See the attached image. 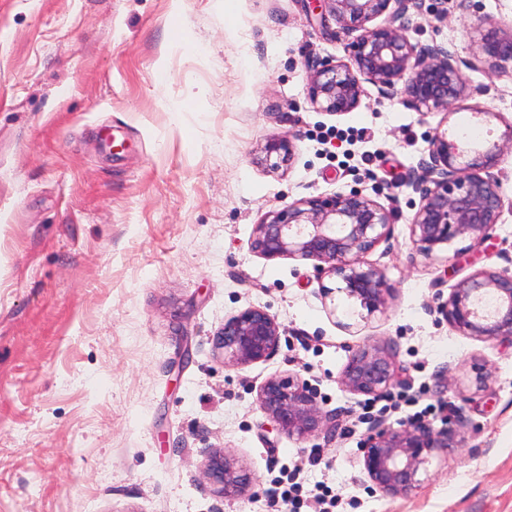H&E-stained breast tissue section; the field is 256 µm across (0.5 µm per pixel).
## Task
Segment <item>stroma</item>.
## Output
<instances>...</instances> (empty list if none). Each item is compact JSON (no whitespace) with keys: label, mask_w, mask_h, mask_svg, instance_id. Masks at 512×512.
<instances>
[{"label":"stroma","mask_w":512,"mask_h":512,"mask_svg":"<svg viewBox=\"0 0 512 512\" xmlns=\"http://www.w3.org/2000/svg\"><path fill=\"white\" fill-rule=\"evenodd\" d=\"M425 5L411 39L464 59L478 19L512 27V0ZM349 41L313 0H0V512H282L268 488L294 466L339 495L336 512H512V343L461 336L438 311L475 269L512 264V212L487 255L428 259L410 247L405 183L440 123L465 147L500 138L512 75L466 71L474 92L448 119L372 86L353 111H320L304 60L345 59ZM282 138L294 154L274 169ZM354 186L395 220L367 256L393 287L387 310L353 326L312 263L265 260L250 238L294 201ZM252 306L282 325L280 347L225 366L214 337ZM373 341L394 349L412 405L340 388ZM288 372L335 429L298 440L259 409L261 383ZM418 409L456 422V441L411 495H382L361 442ZM219 448L255 491L216 493L204 462Z\"/></svg>","instance_id":"obj_1"}]
</instances>
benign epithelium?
Returning <instances> with one entry per match:
<instances>
[{
  "mask_svg": "<svg viewBox=\"0 0 512 512\" xmlns=\"http://www.w3.org/2000/svg\"><path fill=\"white\" fill-rule=\"evenodd\" d=\"M425 0H317L314 9L324 26L334 23L353 35L347 60L318 58L306 62L308 98L317 109L332 113L355 109L365 85L386 99L395 98L418 112L442 111L471 92L463 69L482 66L499 75L512 64V30L490 22L473 28V58L463 60L444 44L414 43L408 36L412 18L424 16ZM383 18L379 24L377 18ZM279 163L293 155L291 139L266 148ZM502 161L497 142L466 153L436 129L428 152L407 185L419 195L409 224L415 253L431 258L459 238L478 250L500 223L504 201L497 169ZM393 211L361 190L299 199L255 225L251 251L266 260L310 261L318 279L329 278L338 292L367 321L385 312L393 288L385 273L366 256L393 233ZM459 335L487 342L512 340V271L481 267L460 280L439 305ZM277 319L260 307H249L224 321L215 348L224 364L246 366L265 361L281 341ZM402 369L391 347L364 343L351 350L339 382L343 389L370 399L396 387ZM257 403L277 430L299 439L320 433L331 417L319 406L316 394L295 373L274 375L262 383ZM453 425L435 430L426 421L381 425L370 430L362 444V468L373 487L384 495H410L419 485L417 475L435 448L453 442ZM217 492L228 500L243 496L253 486L247 469L224 450H213L205 463Z\"/></svg>",
  "mask_w": 512,
  "mask_h": 512,
  "instance_id": "7a95c632",
  "label": "benign epithelium"
}]
</instances>
